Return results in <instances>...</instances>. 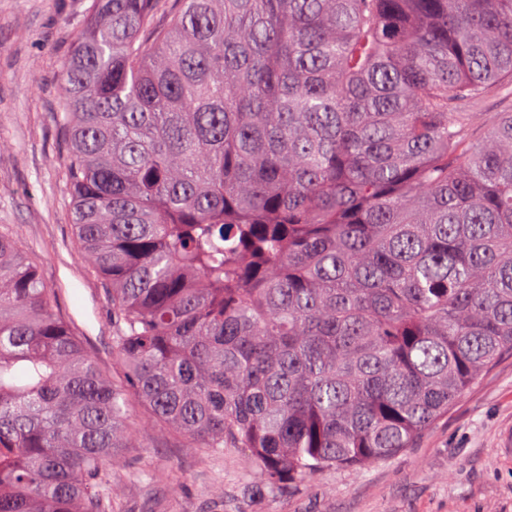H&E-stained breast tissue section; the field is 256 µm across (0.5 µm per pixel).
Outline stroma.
Listing matches in <instances>:
<instances>
[{
    "mask_svg": "<svg viewBox=\"0 0 512 512\" xmlns=\"http://www.w3.org/2000/svg\"><path fill=\"white\" fill-rule=\"evenodd\" d=\"M93 0H0V233L16 239L52 292L54 313L110 377L112 304L74 244L68 133L57 90ZM142 448L106 471V512H512V355L470 388L414 448L362 470H332L311 487L272 492L232 452L211 454L134 404Z\"/></svg>",
    "mask_w": 512,
    "mask_h": 512,
    "instance_id": "stroma-1",
    "label": "stroma"
}]
</instances>
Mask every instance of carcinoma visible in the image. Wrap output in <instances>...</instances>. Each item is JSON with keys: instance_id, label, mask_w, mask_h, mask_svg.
Returning <instances> with one entry per match:
<instances>
[{"instance_id": "carcinoma-1", "label": "carcinoma", "mask_w": 512, "mask_h": 512, "mask_svg": "<svg viewBox=\"0 0 512 512\" xmlns=\"http://www.w3.org/2000/svg\"><path fill=\"white\" fill-rule=\"evenodd\" d=\"M94 0L59 88L109 380L0 234V512H104L135 400L286 492L512 355V0ZM481 112L485 113V123H491L499 115L497 112H512V96L494 91L484 100Z\"/></svg>"}]
</instances>
